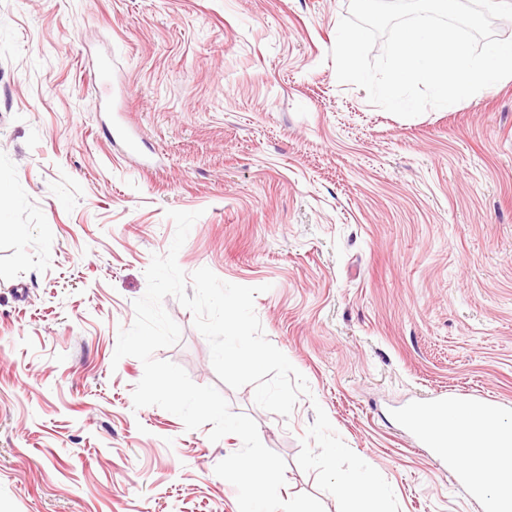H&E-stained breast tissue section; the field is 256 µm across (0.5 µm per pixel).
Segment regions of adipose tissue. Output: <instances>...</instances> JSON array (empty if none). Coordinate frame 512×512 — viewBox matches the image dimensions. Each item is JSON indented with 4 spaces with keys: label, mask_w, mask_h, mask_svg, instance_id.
I'll use <instances>...</instances> for the list:
<instances>
[{
    "label": "adipose tissue",
    "mask_w": 512,
    "mask_h": 512,
    "mask_svg": "<svg viewBox=\"0 0 512 512\" xmlns=\"http://www.w3.org/2000/svg\"><path fill=\"white\" fill-rule=\"evenodd\" d=\"M477 420L469 407L461 406L449 417L457 444L462 448H479L478 461L489 477L490 487L503 494H512V448L499 447L491 442H478L474 431Z\"/></svg>",
    "instance_id": "ef3b65f1"
}]
</instances>
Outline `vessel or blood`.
Returning <instances> with one entry per match:
<instances>
[{"mask_svg": "<svg viewBox=\"0 0 512 512\" xmlns=\"http://www.w3.org/2000/svg\"><path fill=\"white\" fill-rule=\"evenodd\" d=\"M455 397L430 398L404 412L402 421L415 428L424 444L432 448L438 459L447 463L458 483L476 491L482 498L483 512H512V496L488 489L480 469L465 460L461 448L454 442L447 427L449 412L458 406ZM471 408L485 415V422L477 429L479 436H492L512 443V416L490 403L471 401Z\"/></svg>", "mask_w": 512, "mask_h": 512, "instance_id": "obj_1", "label": "vessel or blood"}]
</instances>
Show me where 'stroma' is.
Here are the masks:
<instances>
[{
    "instance_id": "obj_1",
    "label": "stroma",
    "mask_w": 512,
    "mask_h": 512,
    "mask_svg": "<svg viewBox=\"0 0 512 512\" xmlns=\"http://www.w3.org/2000/svg\"><path fill=\"white\" fill-rule=\"evenodd\" d=\"M347 0H0V512H239L214 472L242 442L134 408L114 360L153 255L200 211L177 262L264 286L267 339L311 394L282 417L223 384L191 311L155 357L217 387L297 463L323 408L400 512H483L399 414L436 394L512 410V79L401 118L339 83ZM108 72H101V64ZM138 134L111 140L91 100Z\"/></svg>"
}]
</instances>
